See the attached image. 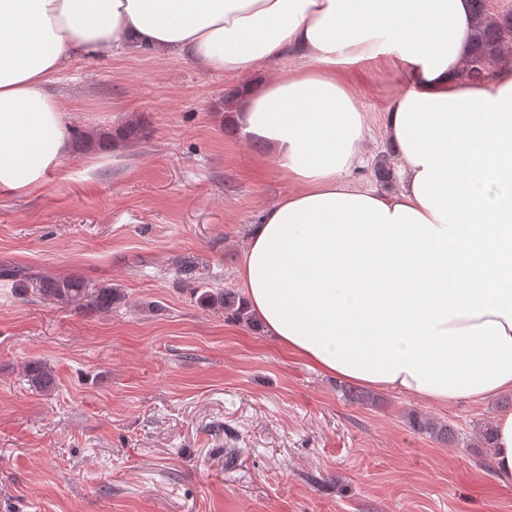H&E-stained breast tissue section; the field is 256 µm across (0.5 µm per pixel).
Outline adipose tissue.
Here are the masks:
<instances>
[{
  "label": "adipose tissue",
  "mask_w": 512,
  "mask_h": 512,
  "mask_svg": "<svg viewBox=\"0 0 512 512\" xmlns=\"http://www.w3.org/2000/svg\"><path fill=\"white\" fill-rule=\"evenodd\" d=\"M469 0H0V189L68 154L47 85L74 56L188 54L271 68L232 120L299 183L251 225L242 298L322 372L446 404L512 392V67L467 81ZM401 90L384 107L395 192L354 188L366 127L349 72ZM512 486V409L497 414Z\"/></svg>",
  "instance_id": "obj_1"
}]
</instances>
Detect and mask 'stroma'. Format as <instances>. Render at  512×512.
I'll return each instance as SVG.
<instances>
[{
  "instance_id": "obj_1",
  "label": "stroma",
  "mask_w": 512,
  "mask_h": 512,
  "mask_svg": "<svg viewBox=\"0 0 512 512\" xmlns=\"http://www.w3.org/2000/svg\"><path fill=\"white\" fill-rule=\"evenodd\" d=\"M264 75L116 52L72 58L53 80L70 152L29 194L0 191V267L125 298L104 313L0 280V512H512L479 439L512 394L352 404L341 378L192 295L240 293L248 227L298 188L224 110ZM400 89L378 72L354 84L374 162L353 187L398 165L383 109ZM136 119L145 137L107 151L77 137ZM31 360L53 368L51 394L30 387ZM413 411L454 442L415 433Z\"/></svg>"
}]
</instances>
